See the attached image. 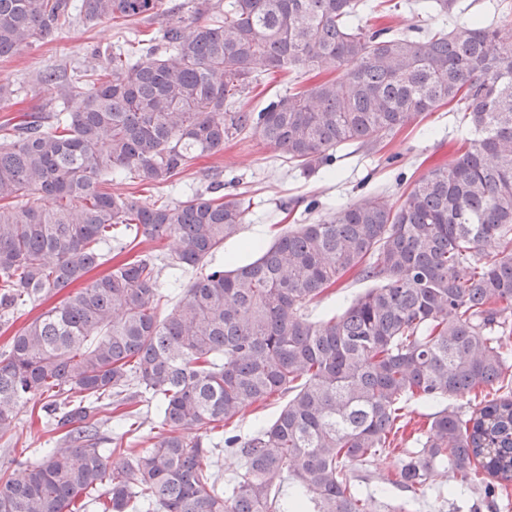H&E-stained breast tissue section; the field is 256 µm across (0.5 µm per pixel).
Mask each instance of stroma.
Returning a JSON list of instances; mask_svg holds the SVG:
<instances>
[{
	"instance_id": "35a3bbf8",
	"label": "stroma",
	"mask_w": 512,
	"mask_h": 512,
	"mask_svg": "<svg viewBox=\"0 0 512 512\" xmlns=\"http://www.w3.org/2000/svg\"><path fill=\"white\" fill-rule=\"evenodd\" d=\"M461 3L462 11L451 15L446 22L455 25L474 17H491L503 32L512 31V0H503L502 11L496 15L489 14L486 0H461ZM445 21L432 14L413 16L401 10L394 14L391 23L397 27L409 23L426 31L440 27ZM127 38V29L119 22L105 21L92 28L77 22L19 55L0 58V84L15 92L13 99L0 101V123L19 120L27 112L50 115L65 106L76 108L78 98L73 85L85 70L88 52L97 46L117 48L124 45ZM48 70L58 76L57 83L51 86L40 80L41 74ZM460 136L453 113L443 108L429 115L419 126L405 128L391 139L384 154H398L395 164L386 165L384 154L363 149L351 153L342 148L336 152L332 170L320 168L312 174L294 168L286 154L259 137L251 136L200 158L183 175L178 186L148 188L126 181L113 183L112 189L147 201L161 197L173 200L183 198L189 188L206 189L210 174H219L225 193L244 194L252 206L237 236L225 240L216 259L220 262L231 257L246 260L250 254L243 247L245 241L272 242L277 233L304 223L307 218L329 217L336 206L355 203L371 194L381 195L389 204H397L403 192L396 181L398 173L418 175L447 165L459 146ZM313 201L318 202V209L307 211V204ZM370 287L369 281L345 277L310 303L308 313L317 319L344 309ZM432 412L430 405L410 402L392 447L372 462L347 465L348 479L361 489L367 512H388L389 506L399 503L405 504L409 512H512V493L493 502L481 495L465 500L449 496L448 486L453 477L448 473L438 476L426 490L392 485L399 460L417 450V440L426 432ZM49 445L48 433L40 426L29 424L25 417H18L12 432L0 437V468H5L21 449Z\"/></svg>"
}]
</instances>
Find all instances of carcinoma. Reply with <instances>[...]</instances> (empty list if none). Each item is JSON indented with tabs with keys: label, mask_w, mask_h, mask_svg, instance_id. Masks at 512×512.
<instances>
[{
	"label": "carcinoma",
	"mask_w": 512,
	"mask_h": 512,
	"mask_svg": "<svg viewBox=\"0 0 512 512\" xmlns=\"http://www.w3.org/2000/svg\"><path fill=\"white\" fill-rule=\"evenodd\" d=\"M387 2L227 0L224 19L202 23L166 0H0V57L75 20L165 23L159 39L133 32L123 52L92 49L76 110L0 125V314L85 282L0 353V436L35 396L47 398L45 432L60 433L0 473V512H77L81 494L85 512H365L345 465L390 447L414 398L467 395L468 410L431 414L400 483L443 470L465 496L512 482V41L483 19L422 37L360 24ZM420 4L444 18L458 9ZM330 68L343 78L239 104L265 72ZM445 105L461 146L398 206L365 197L247 243L248 262L210 265L250 208L221 182L161 203L108 188L172 184L247 134L303 170L329 169L337 149L375 151ZM131 231L173 238L176 251L86 280ZM163 266L195 277L161 319ZM349 273L375 286L311 319L308 305ZM284 393L272 422L224 436ZM150 402L159 432L138 450L124 437ZM226 449L243 461L227 484ZM115 452L128 460L111 469Z\"/></svg>",
	"instance_id": "cac0c4a2"
}]
</instances>
